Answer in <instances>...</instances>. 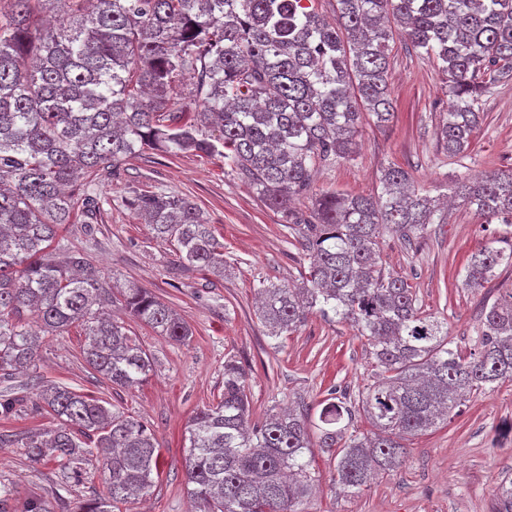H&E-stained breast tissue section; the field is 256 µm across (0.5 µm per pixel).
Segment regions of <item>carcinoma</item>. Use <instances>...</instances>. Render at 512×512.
<instances>
[{
    "label": "carcinoma",
    "instance_id": "obj_1",
    "mask_svg": "<svg viewBox=\"0 0 512 512\" xmlns=\"http://www.w3.org/2000/svg\"><path fill=\"white\" fill-rule=\"evenodd\" d=\"M12 2L0 13V376L35 365L41 338L75 325L95 374L119 388L145 382L153 360L109 313L114 303L190 341L150 290L114 289L87 253L58 240L75 207L96 209V176L151 151L220 155L286 218L310 263L299 284L260 288L268 336L316 314L364 339L372 367V382L327 402L317 424L290 409L251 427L246 371L224 361L219 400L186 426L184 471L199 512H302L318 449L336 459L343 495L358 498L402 467L404 441L457 415L468 396L512 382V293L485 313L481 351L465 355L448 322L421 311L407 278L379 263L382 231L408 242L438 211L402 167L382 170L374 196L324 193L307 218L291 207L317 163L353 159L364 116L393 120L391 19L445 76L454 103L438 136L448 154L467 151L482 96L512 78V0H336L332 23L319 0H72L77 13L47 26L36 20L45 0ZM185 78L190 110L178 106ZM454 190L483 223L512 224V171L460 178ZM126 203L174 243L178 267L224 276V243L190 197L161 191ZM504 263L512 252L488 242L463 286L485 287ZM42 398L58 426L15 441L27 459L71 475L86 456L102 459L107 495L77 512H113L155 486L158 444L143 422L67 386L48 385ZM357 415L370 430L354 427ZM496 497L495 512H512V479Z\"/></svg>",
    "mask_w": 512,
    "mask_h": 512
}]
</instances>
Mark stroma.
Returning <instances> with one entry per match:
<instances>
[{"label":"stroma","mask_w":512,"mask_h":512,"mask_svg":"<svg viewBox=\"0 0 512 512\" xmlns=\"http://www.w3.org/2000/svg\"><path fill=\"white\" fill-rule=\"evenodd\" d=\"M396 105L390 124H364L354 159L319 164L312 190L354 195L380 192V172L388 164L406 169L422 193L450 196L459 177L474 178L512 169V80L493 85L483 97L485 120L469 150L452 157L438 140L451 97L436 64L395 37L389 58ZM101 198L95 216L78 213L64 225L63 242L82 248L106 277L150 289L192 328L186 345L132 323L154 361L149 380L116 390L79 356L81 328L44 337L35 369L0 379V392L13 389L20 401L0 431L17 435L55 426L39 410L43 382L98 397L125 415L146 423L160 444V469L150 495L122 505L119 512H194L182 463L184 432L195 412L224 389V362L236 357L248 373L252 423L271 407L306 405L319 414L330 390L355 395L371 378L367 348L347 325L311 316L290 335L267 336L255 314L262 283L299 280L307 257L289 242L283 215L264 205L249 179L232 171L223 157H180L153 153L129 161L119 174L96 181ZM165 190L190 196L224 244L223 276L172 268L174 246L157 239L151 226L126 206V198ZM512 245V224H485L464 202H455L440 223L427 225L413 248L393 234L380 239V261L405 276L422 311L447 320L450 338L463 352L478 346L486 306L512 291V266H500L484 288H464L465 265L486 242ZM404 466L380 478L361 497L349 499L335 487V461L315 456L317 491L302 512H492L502 479L512 478V382L471 396L451 421L407 441ZM101 459L88 456L80 475L64 481L54 463L27 461L15 445L0 446V483L12 490L9 512H23L31 497L43 498L50 512H73L79 502L104 494Z\"/></svg>","instance_id":"obj_1"}]
</instances>
